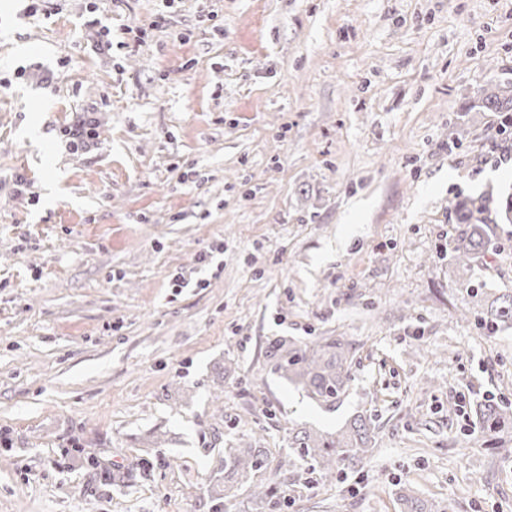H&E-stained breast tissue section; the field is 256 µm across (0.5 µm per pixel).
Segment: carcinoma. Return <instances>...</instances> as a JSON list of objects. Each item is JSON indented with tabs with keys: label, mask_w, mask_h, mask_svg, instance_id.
<instances>
[{
	"label": "carcinoma",
	"mask_w": 512,
	"mask_h": 512,
	"mask_svg": "<svg viewBox=\"0 0 512 512\" xmlns=\"http://www.w3.org/2000/svg\"><path fill=\"white\" fill-rule=\"evenodd\" d=\"M479 107L502 114L498 135L512 136V89L497 87L483 90ZM486 207L483 196L448 201V212L456 224L466 228L451 240V257L462 268L461 286L481 304L474 311L480 324L491 334L512 329V291L491 299L481 288L472 284L473 260L486 250L482 228V213ZM265 358L269 371L301 388L306 396L325 407H331L348 392L353 381V353L349 344L336 336H317L306 342L278 339L268 344ZM482 425L496 431L512 422V404L506 401H488L479 409ZM293 454L281 461L283 467H295L303 462L312 467L321 478L333 479L346 467H356L369 458L376 447L374 427L369 418L356 415L346 427L323 433L302 427L289 436ZM267 449L256 448L252 442L239 440L224 449V497L248 482L249 476L264 464ZM399 512H448L443 501L421 499L403 486L397 495ZM281 505L278 486L255 483L247 503L248 512H272Z\"/></svg>",
	"instance_id": "obj_1"
}]
</instances>
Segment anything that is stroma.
<instances>
[{"instance_id": "obj_1", "label": "stroma", "mask_w": 512, "mask_h": 512, "mask_svg": "<svg viewBox=\"0 0 512 512\" xmlns=\"http://www.w3.org/2000/svg\"><path fill=\"white\" fill-rule=\"evenodd\" d=\"M491 85L512 0H0V512H243L211 490L244 435L282 512H512L477 416L512 330L461 321L448 257L449 198L492 194L474 279L512 289ZM315 336L354 351L333 409L266 367ZM360 413L361 473L281 468ZM398 512H448L444 501L421 499L413 491L403 486L397 495Z\"/></svg>"}]
</instances>
